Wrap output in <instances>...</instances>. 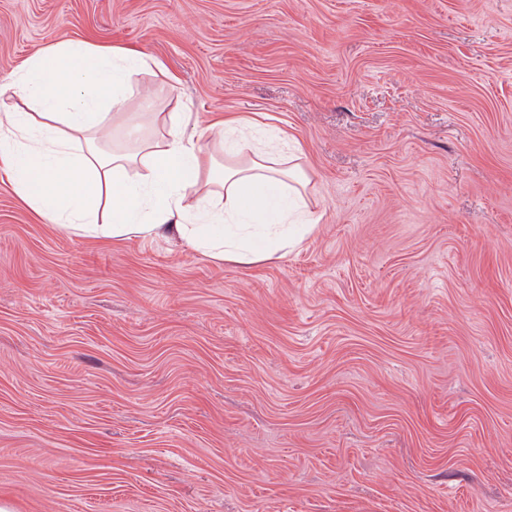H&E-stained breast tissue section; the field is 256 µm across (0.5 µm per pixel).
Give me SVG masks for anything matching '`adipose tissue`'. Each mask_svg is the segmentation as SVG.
I'll use <instances>...</instances> for the list:
<instances>
[{"mask_svg": "<svg viewBox=\"0 0 512 512\" xmlns=\"http://www.w3.org/2000/svg\"><path fill=\"white\" fill-rule=\"evenodd\" d=\"M158 59L121 46L65 41L25 59L4 89L19 107L0 113V174L67 234L154 240L169 234L205 258L251 265L279 259L313 228L306 173L289 135L253 138L256 120L228 117L212 144L187 112L152 99L131 106ZM159 124L166 136H146ZM144 167L135 179L130 171Z\"/></svg>", "mask_w": 512, "mask_h": 512, "instance_id": "obj_1", "label": "adipose tissue"}]
</instances>
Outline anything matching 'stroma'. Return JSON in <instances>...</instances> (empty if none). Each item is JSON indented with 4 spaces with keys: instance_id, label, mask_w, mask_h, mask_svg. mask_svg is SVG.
Wrapping results in <instances>:
<instances>
[{
    "instance_id": "stroma-1",
    "label": "stroma",
    "mask_w": 512,
    "mask_h": 512,
    "mask_svg": "<svg viewBox=\"0 0 512 512\" xmlns=\"http://www.w3.org/2000/svg\"><path fill=\"white\" fill-rule=\"evenodd\" d=\"M79 39L287 129L315 225L216 262L0 179L15 512H512V0H0V81Z\"/></svg>"
}]
</instances>
